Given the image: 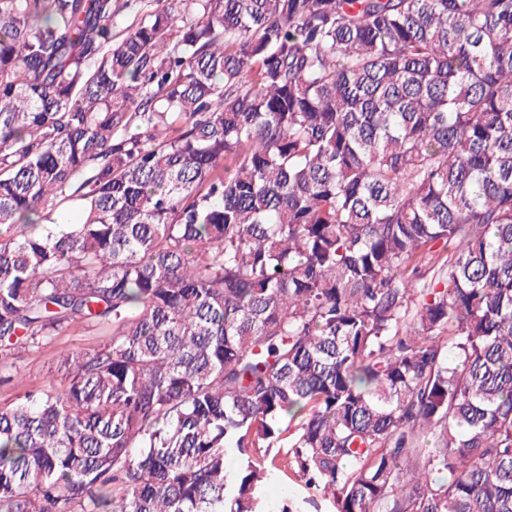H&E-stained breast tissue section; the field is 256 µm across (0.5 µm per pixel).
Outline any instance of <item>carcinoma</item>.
I'll return each mask as SVG.
<instances>
[{
    "label": "carcinoma",
    "instance_id": "cac0c4a2",
    "mask_svg": "<svg viewBox=\"0 0 512 512\" xmlns=\"http://www.w3.org/2000/svg\"><path fill=\"white\" fill-rule=\"evenodd\" d=\"M78 326L0 512H512V0H0V383ZM266 495L273 509L282 499L295 503L297 512H335L331 498L321 497L314 488H308L303 481L291 474L285 477L279 471H272V479L267 485Z\"/></svg>",
    "mask_w": 512,
    "mask_h": 512
}]
</instances>
